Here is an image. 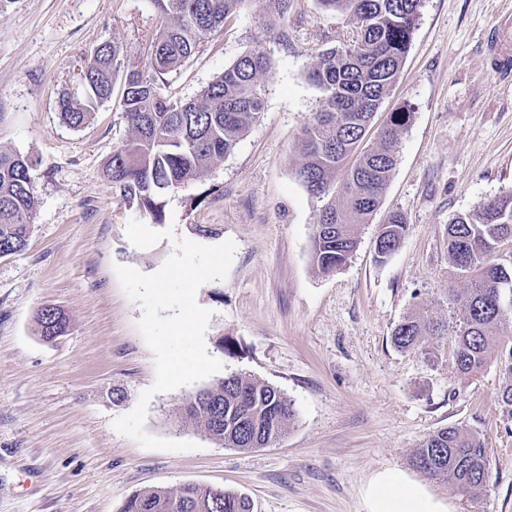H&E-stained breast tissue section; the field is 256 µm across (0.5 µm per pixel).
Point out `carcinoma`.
I'll list each match as a JSON object with an SVG mask.
<instances>
[{
    "instance_id": "obj_1",
    "label": "carcinoma",
    "mask_w": 512,
    "mask_h": 512,
    "mask_svg": "<svg viewBox=\"0 0 512 512\" xmlns=\"http://www.w3.org/2000/svg\"><path fill=\"white\" fill-rule=\"evenodd\" d=\"M247 2L152 0L163 24L149 42V71L125 73L121 112L128 135L105 173L128 202L156 223L163 222L165 196L230 155L261 117V79L270 68L262 49L238 57L188 101L168 91V76L205 52L213 36ZM316 2L352 22L347 39L322 51L309 71L321 97L298 142L303 157L298 178L320 203L312 259L319 271L329 274L346 265L356 251L357 228L379 209L395 168V146L411 120L410 109L390 113L373 144H366L365 136L411 48L422 0ZM79 62L80 90H64L56 101L57 112L74 129L111 101L124 65L120 46L108 41ZM34 169L29 156L0 150L1 256L26 245L35 205ZM409 229L401 213H389L378 227L379 258L395 251ZM446 240L448 277L468 287L448 289V319L407 317L392 330L391 343L399 351L421 350L432 356L435 351L426 341L445 337L451 369L464 383L495 363L502 416L512 421V334L505 333L512 326V192L455 215ZM36 322L45 340L64 335L68 328L66 316L54 307L38 309ZM295 415L294 404L276 387L236 373L191 394L183 406L185 419L203 424L224 447L243 451L275 441ZM412 462L459 496L486 491L484 442L463 426L429 434ZM121 512H252V504L234 492L215 497L186 484L175 491L133 494Z\"/></svg>"
}]
</instances>
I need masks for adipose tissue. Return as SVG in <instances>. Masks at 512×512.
<instances>
[{
  "label": "adipose tissue",
  "mask_w": 512,
  "mask_h": 512,
  "mask_svg": "<svg viewBox=\"0 0 512 512\" xmlns=\"http://www.w3.org/2000/svg\"><path fill=\"white\" fill-rule=\"evenodd\" d=\"M361 499L363 512H456L453 501L439 499L395 466L372 471Z\"/></svg>",
  "instance_id": "adipose-tissue-1"
}]
</instances>
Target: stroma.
Listing matches in <instances>:
<instances>
[{
    "label": "stroma",
    "mask_w": 512,
    "mask_h": 512,
    "mask_svg": "<svg viewBox=\"0 0 512 512\" xmlns=\"http://www.w3.org/2000/svg\"><path fill=\"white\" fill-rule=\"evenodd\" d=\"M512 15V0H423L401 74L375 120L410 107L381 207L358 231L349 263L333 274L312 261L317 203L296 171L297 142L319 105L308 73L319 51L349 34L345 15L316 0H291L268 26L266 0H249L207 52L169 77L187 100L246 51L261 46L264 112L234 152L170 193L164 228L195 243L233 240L225 279L201 285L211 311L207 352L223 374L277 387L296 417L271 445L227 448L198 422H181L204 378L152 396L146 431L193 442L153 450L117 433L155 380L152 351L137 329L141 306L116 266L157 272L174 246H134L142 219L107 179L125 139L121 89L82 128L56 110L80 80L81 52L117 42L126 65L147 71V45L162 23L151 0H0V148L36 159V206L25 248L0 256V512H120L132 494L192 483L245 494L254 512H363L361 487L385 465L411 477L456 512H512V422L498 404L499 372L455 378L447 353L430 360L390 341L405 317H447L446 229L453 215L512 190V79L493 72L487 36ZM410 231L377 259L387 212ZM211 234H202V227ZM65 313V335L44 340L38 308ZM462 425L487 444L486 492L451 495L411 464L433 431Z\"/></svg>",
    "instance_id": "stroma-1"
}]
</instances>
